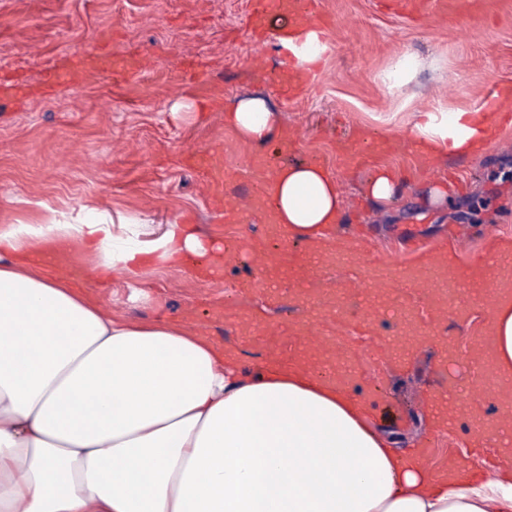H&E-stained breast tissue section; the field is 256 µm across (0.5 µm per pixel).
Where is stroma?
Returning a JSON list of instances; mask_svg holds the SVG:
<instances>
[{
	"label": "stroma",
	"mask_w": 512,
	"mask_h": 512,
	"mask_svg": "<svg viewBox=\"0 0 512 512\" xmlns=\"http://www.w3.org/2000/svg\"><path fill=\"white\" fill-rule=\"evenodd\" d=\"M253 0H0V84L21 83L28 96L0 100V225L37 224L48 209L71 211L106 205L129 217H147L141 237H159L172 219L197 227L207 243L276 254L280 264H306L308 245L274 235L257 212L229 223L202 187L190 151L208 148L224 170L223 198L258 192L261 169L284 162L323 166L343 197L365 196L379 167L394 169L401 191L378 207L362 264L327 259L317 289L362 278L389 255L404 256L409 239L431 246L456 225L467 226L469 250L487 243L485 231L512 241V124L498 125L486 148L472 157L430 162L408 141L417 113L476 109L487 92L512 86V0H442L421 15L403 12L397 0H314L309 24L323 31L330 50L305 93L287 92L277 35L288 16L269 15L265 39L246 25ZM124 56H151L150 68L114 84L83 67L73 86L48 90L47 66L65 68L94 48ZM401 54L417 69L386 85L380 78ZM261 97L294 133L293 151L274 138L256 143L225 127L224 112L240 100ZM450 179L446 205L434 206L429 190ZM96 256L67 249L41 257L39 272L79 288L113 315L135 321L168 320L202 334L233 353L253 372L272 356L295 353L290 332L319 317L325 336L349 345L367 379L350 393L372 404V422L396 451L431 443L437 463L449 452L470 466L473 415L495 417L492 381L474 362L472 344L483 330V300L449 288L447 321L406 372L373 362L369 349L401 336L393 312L357 328L356 313L336 322L302 304L293 282L277 283L276 306H266L263 272L249 257L216 261L208 276L184 266L146 270L139 281L120 276L100 284L90 268ZM468 388L455 425L441 431L412 402L421 387L440 390L449 380Z\"/></svg>",
	"instance_id": "stroma-1"
}]
</instances>
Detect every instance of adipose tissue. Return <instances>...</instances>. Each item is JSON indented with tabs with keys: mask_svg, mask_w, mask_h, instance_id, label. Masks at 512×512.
I'll return each mask as SVG.
<instances>
[{
	"mask_svg": "<svg viewBox=\"0 0 512 512\" xmlns=\"http://www.w3.org/2000/svg\"><path fill=\"white\" fill-rule=\"evenodd\" d=\"M284 44L298 75L327 49L308 28ZM493 120L428 112L411 139L430 161L469 155ZM224 123L259 143L280 130L256 98L226 110ZM272 193L283 233L322 245L342 206L332 175L291 162ZM139 224L83 206L0 226V512H512L511 452L488 482L403 466L360 402L302 359L244 374L204 337L112 316L23 252L31 240L77 246L100 255L98 271L131 278L208 253L191 225L170 222L144 242ZM487 305L488 357L512 384V295Z\"/></svg>",
	"mask_w": 512,
	"mask_h": 512,
	"instance_id": "ef3b65f1",
	"label": "adipose tissue"
}]
</instances>
